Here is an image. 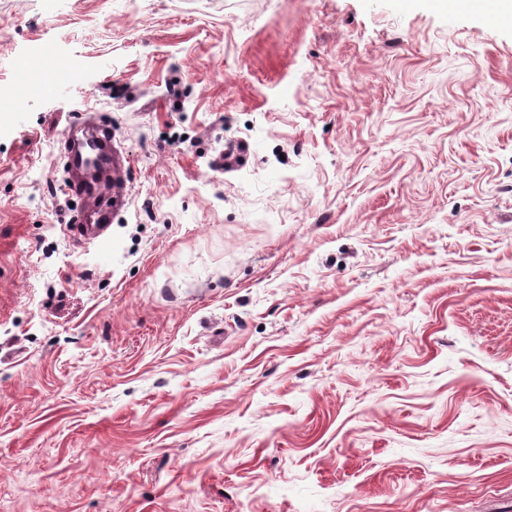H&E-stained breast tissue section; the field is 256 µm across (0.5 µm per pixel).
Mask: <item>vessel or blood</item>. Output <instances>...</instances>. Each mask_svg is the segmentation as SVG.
Wrapping results in <instances>:
<instances>
[{"instance_id":"b4317fda","label":"vessel or blood","mask_w":512,"mask_h":512,"mask_svg":"<svg viewBox=\"0 0 512 512\" xmlns=\"http://www.w3.org/2000/svg\"><path fill=\"white\" fill-rule=\"evenodd\" d=\"M111 156L112 126L109 123H94L91 135L80 142L74 136H67L64 164L69 170L84 174L83 179L69 184V191L81 198L102 197L106 184L104 179L97 176L96 171L101 167H109ZM109 224V217L101 212L77 208L73 211L68 230L75 237L95 239L107 232Z\"/></svg>"}]
</instances>
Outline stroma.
Returning a JSON list of instances; mask_svg holds the SVG:
<instances>
[{"instance_id":"1","label":"stroma","mask_w":512,"mask_h":512,"mask_svg":"<svg viewBox=\"0 0 512 512\" xmlns=\"http://www.w3.org/2000/svg\"><path fill=\"white\" fill-rule=\"evenodd\" d=\"M78 117L112 125L82 247ZM510 502L494 5L0 0V512ZM112 224V219L101 212L75 208L67 224L68 230L73 236L80 239H95L104 235Z\"/></svg>"}]
</instances>
